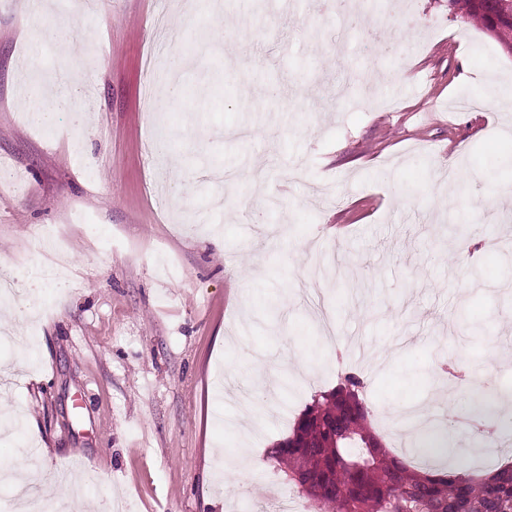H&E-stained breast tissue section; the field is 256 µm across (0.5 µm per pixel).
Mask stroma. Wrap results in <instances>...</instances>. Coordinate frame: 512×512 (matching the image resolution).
<instances>
[{
	"label": "stroma",
	"mask_w": 512,
	"mask_h": 512,
	"mask_svg": "<svg viewBox=\"0 0 512 512\" xmlns=\"http://www.w3.org/2000/svg\"><path fill=\"white\" fill-rule=\"evenodd\" d=\"M46 11L0 0V162L22 186L0 188V270L9 308L36 309L0 335V415L22 422L0 440L17 474L0 512L25 497L57 512L67 477L78 512H254L274 473L258 458L228 487L222 460L241 438L263 451L288 436L336 386L335 351L397 455L392 410H441L440 357L512 371V253L493 246L512 241V110L484 94L512 55L464 10L362 4L369 22L348 35L320 0ZM69 24L91 40L48 37ZM174 55L189 63L176 79L156 70ZM35 60L80 88L38 131L20 105ZM463 169L479 210L448 201ZM54 226L62 289L42 268ZM260 356L283 365L270 395ZM241 389L257 409L245 436Z\"/></svg>",
	"instance_id": "stroma-1"
}]
</instances>
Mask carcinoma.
Segmentation results:
<instances>
[{
    "label": "carcinoma",
    "mask_w": 512,
    "mask_h": 512,
    "mask_svg": "<svg viewBox=\"0 0 512 512\" xmlns=\"http://www.w3.org/2000/svg\"><path fill=\"white\" fill-rule=\"evenodd\" d=\"M467 15L512 54V0H463ZM365 381L347 372L329 392L311 397L292 432L266 461L316 512H512V466L486 478L461 477L463 463L433 475L390 454L368 426ZM421 453H442L448 435L417 439Z\"/></svg>",
    "instance_id": "carcinoma-1"
}]
</instances>
